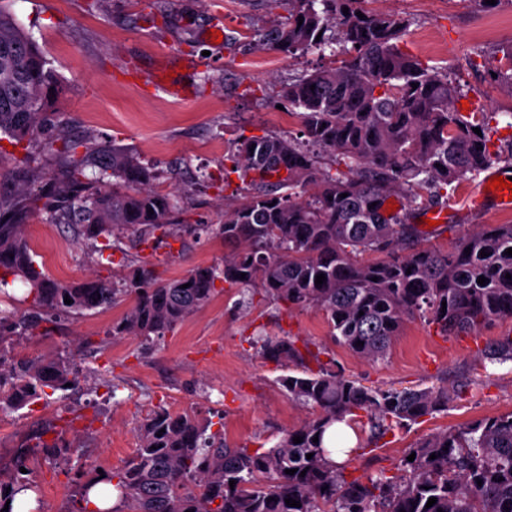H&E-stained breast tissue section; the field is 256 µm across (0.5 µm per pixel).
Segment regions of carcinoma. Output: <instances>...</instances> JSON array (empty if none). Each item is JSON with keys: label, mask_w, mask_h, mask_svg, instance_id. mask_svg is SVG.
I'll return each mask as SVG.
<instances>
[{"label": "carcinoma", "mask_w": 512, "mask_h": 512, "mask_svg": "<svg viewBox=\"0 0 512 512\" xmlns=\"http://www.w3.org/2000/svg\"><path fill=\"white\" fill-rule=\"evenodd\" d=\"M365 2L288 0V16L264 32L269 51L291 59L316 52L329 64L281 87L304 140L241 135L224 155V177L239 174L249 192L224 209L218 232L229 251L222 267L199 265L164 282L138 260L117 281L61 284L36 264L24 235L36 213L72 229L100 257L123 251L121 240L111 239L118 229L142 246L179 232L199 240L211 226L179 224V195L154 184L155 175L132 153L65 130L52 111L62 85L0 0V135L22 151L9 159L0 151V179L23 182L16 193H0V287L7 276L18 277L33 296L21 316L0 310V345L8 335L36 333L54 315L79 316L132 296L112 336L153 346L209 302L218 279L231 287L258 284L278 304L322 311L334 340L373 362L386 357L410 317L443 336L512 319V256L505 254L512 224H486L450 251L415 246L409 224L418 200L440 205L449 187L512 161V138L499 136L487 113L460 111L468 91L448 70L404 51L409 20ZM494 73L512 87V47ZM392 197L400 207L389 213L383 204ZM364 253L384 258L366 264L358 260ZM319 274L326 277L321 285ZM254 343L263 359L293 368L278 383L313 408L312 417L273 446L251 450L215 442L209 424L192 412L159 407L140 422L136 457L81 484L75 512H101L89 510V493L100 482L109 488L98 494L117 497L110 512H512V412L424 436L409 449L414 461L402 459L395 475L349 477L327 458L328 427L343 422L376 446L393 427L448 410V390L372 388L317 354L318 369H310L290 336L260 335ZM484 357L512 361V339L486 346ZM68 383L78 385L79 375L62 359L8 364L0 354V412ZM296 436L303 442L294 443ZM23 466L20 456L14 471L0 476V512L31 490ZM432 497L437 501L428 508ZM287 498L300 506L289 507Z\"/></svg>", "instance_id": "obj_1"}]
</instances>
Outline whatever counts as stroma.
<instances>
[{
    "label": "stroma",
    "mask_w": 512,
    "mask_h": 512,
    "mask_svg": "<svg viewBox=\"0 0 512 512\" xmlns=\"http://www.w3.org/2000/svg\"><path fill=\"white\" fill-rule=\"evenodd\" d=\"M152 0H8L20 24L36 40L60 79L63 93L54 107L75 135L127 148L154 169L161 187L178 191L185 224L218 225L225 204L242 200L245 183L230 175L223 190L206 187L218 174L224 152L239 135H297L296 115H280L282 83L321 66L314 54L301 60L259 49L261 33L279 0H168L154 15ZM369 8L409 20L403 47L428 64L468 83L470 109L494 114L501 136L512 122V89L491 82L489 73L512 47V5L482 11L474 0H369ZM222 21L224 36L208 33ZM169 65L173 77L189 83L182 100L155 90L148 74ZM482 178L449 192L448 226L412 223L422 244L452 248L459 236L485 224H512V208L477 200ZM35 261L55 281L71 283L92 275L121 277V253L98 257L69 229L32 216L26 226ZM224 239L212 234L165 238L152 250L160 278L183 277L198 265L221 266ZM130 302L62 320L52 332L14 339L7 354L16 359L64 357L79 370V389L56 391L22 409L0 413V473L9 474L20 450L31 453L34 484L52 492L42 512H73L77 484L123 467L139 446L137 427L162 406L210 421V433L234 447L255 449L277 442L311 411L281 391L283 368L261 358L252 339L261 334L292 336L333 358L345 375L376 387L445 388L459 391L446 411L395 427L378 447L356 445L345 473L366 478L396 473L408 448L422 437L467 422L512 412V361L483 360L487 343L512 338V319H500L470 335L442 336L420 319L408 320L385 359L366 362L334 343L324 315L289 310L216 281L210 301L187 317L160 345L111 336ZM55 428L57 451L39 436Z\"/></svg>",
    "instance_id": "stroma-1"
}]
</instances>
